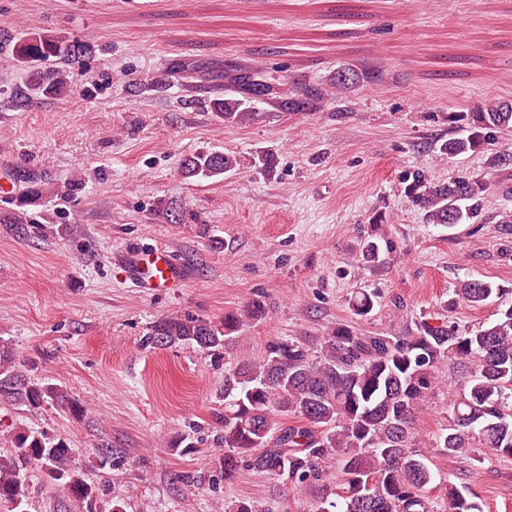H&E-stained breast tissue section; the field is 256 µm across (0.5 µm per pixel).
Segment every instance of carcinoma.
<instances>
[{
    "mask_svg": "<svg viewBox=\"0 0 512 512\" xmlns=\"http://www.w3.org/2000/svg\"><path fill=\"white\" fill-rule=\"evenodd\" d=\"M75 51L53 34L20 37L12 59L30 69L18 88L25 101L59 97L69 88L67 70L48 67L52 57ZM228 94L214 103L224 121L242 119L258 105L288 112H310L330 102L329 91L302 80L292 90L264 92L255 80L269 81L258 67L224 74ZM465 135L440 145L453 158L478 152L493 133L512 129L509 102L490 100L462 116ZM238 159L222 151L202 152L183 160L190 177L213 178L233 171ZM484 180L433 181L418 175L407 185L406 197L423 209L432 224H467L482 211ZM500 289L484 280L462 285L451 305L487 304ZM353 310L365 316L374 308V295L361 293ZM265 314L253 300L238 312L212 324L195 318H164L143 340L151 348L194 344L219 358L251 320ZM475 363L471 380L448 404V424L434 448L448 457L465 456L478 444L512 456V305L496 320L470 330L423 322L410 339L362 335L338 327L324 337L317 353L290 339L268 344L261 361L242 357L224 374V479L237 477L243 467L283 482L305 483L323 475V465L336 459L341 479L318 501L315 512H434L426 489L435 475L417 446L415 412L436 384L435 368L442 360ZM12 357L0 348V392L36 403L45 398L71 409L67 395L54 385L38 388L9 370ZM292 416L295 422L282 421ZM9 448L0 450V507L5 512H31L28 470L36 467L78 503L82 512H124L119 500L102 502L94 475L77 466L76 449L64 439L24 427L9 431ZM448 512H482L465 490L446 488Z\"/></svg>",
    "mask_w": 512,
    "mask_h": 512,
    "instance_id": "cac0c4a2",
    "label": "carcinoma"
}]
</instances>
